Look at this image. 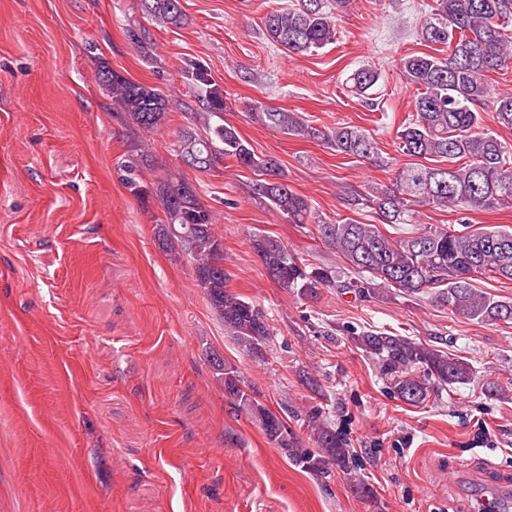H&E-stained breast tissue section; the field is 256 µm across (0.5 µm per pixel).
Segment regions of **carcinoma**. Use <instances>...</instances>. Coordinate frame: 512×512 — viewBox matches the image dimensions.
<instances>
[{
    "instance_id": "obj_1",
    "label": "carcinoma",
    "mask_w": 512,
    "mask_h": 512,
    "mask_svg": "<svg viewBox=\"0 0 512 512\" xmlns=\"http://www.w3.org/2000/svg\"><path fill=\"white\" fill-rule=\"evenodd\" d=\"M421 26L419 40L431 52L402 58L399 72L416 89L413 119L400 127L397 138L404 154L418 159L397 169L394 180L367 193L350 190L343 200L351 207L366 205L379 224H412V205L457 210H491L512 203V152L484 124L492 112L494 122L512 128V91L491 94L490 73L512 63V0H435ZM351 0H297L270 11L264 18L266 39L288 55L312 53L336 42V20ZM145 13L163 24L179 26L184 21L180 0H143ZM191 92L204 107L199 118L207 135H187L181 153L210 156L208 171L223 159H231L258 176L255 191L291 224H305L311 205L288 187L281 165L261 158L241 137L235 126L224 122V90L200 64L184 70ZM381 78L374 67L355 70L347 79L351 91L372 100V90ZM99 82L112 96L117 111L139 129L149 132L165 117L168 100L157 88L135 83L108 70L99 71ZM268 128L293 136L317 139L345 156L388 165L379 155L373 136L358 126L338 124L318 129L296 112L278 110L254 101L250 105ZM435 158L432 166L419 162ZM125 185L138 196L144 185L139 178L140 160L130 154L118 164ZM159 196L168 226L163 236L174 237L189 256L197 286L239 345L258 353L271 338L266 315L253 303L227 289L224 246L213 229L211 211L200 201L195 187L185 180H165ZM379 224H361L346 219L318 222L322 241L340 254L362 278L349 280L335 271L312 267L291 256L278 240L254 236L253 248L267 274L286 288H296L309 298L321 288L348 290L359 297L379 296L392 289L411 295L433 291L436 301L469 320L481 323L511 322L512 301L473 285L479 275L512 281V227L495 226L460 230L426 228L403 238H390ZM354 342L375 358L390 375L397 397L411 405L424 403L436 387L465 384L473 370L468 361L452 358L406 336L390 331H366ZM224 393L258 421L268 439L290 460L316 473L344 468L349 451L336 432L309 421L316 451L302 448L282 419L260 404L248 390L240 372L224 358L207 355Z\"/></svg>"
}]
</instances>
